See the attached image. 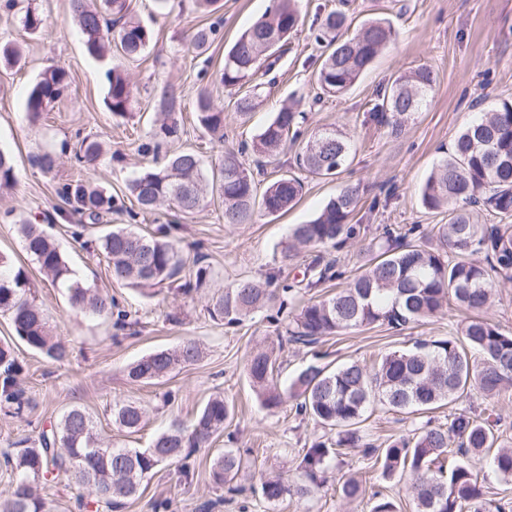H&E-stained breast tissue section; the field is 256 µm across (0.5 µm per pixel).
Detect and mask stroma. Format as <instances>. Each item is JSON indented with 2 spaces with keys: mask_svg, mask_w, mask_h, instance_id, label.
<instances>
[{
  "mask_svg": "<svg viewBox=\"0 0 512 512\" xmlns=\"http://www.w3.org/2000/svg\"><path fill=\"white\" fill-rule=\"evenodd\" d=\"M36 2L45 27L35 34L26 32L17 17L0 12V42L8 40L24 48L18 65L0 66V150L12 157L16 174L14 187L0 190V253L28 275L32 293L69 357L56 363L17 344L31 410L21 418L0 413V448L37 437L72 407L90 413L114 446L145 448L173 421L191 425L207 400L220 394L233 403L234 414L209 447L192 454L189 476H182L174 465L159 467L142 496L124 512H151L156 499L171 500L172 512H205V503L221 495L209 479L212 460L227 448L242 450L247 477L242 481L243 493L214 512H371L377 491L392 498L399 512H414L406 481L382 480L377 468L357 453L336 462L318 496L306 500L287 494L275 502L267 500L259 474L296 479L302 450L315 441L333 439L336 433L310 417L296 416L291 400H284L272 413L259 405L246 378L245 357L275 338L268 311L228 325L213 321L205 305L214 291L241 279L262 281L274 273L279 282L291 281L318 257L336 261L346 274H353L364 263V248L378 240L384 226L405 229L418 224L430 236L436 225L447 222L446 214L423 207L421 187L442 149L481 109L512 100V0H297L299 27L280 51L275 80L259 90L255 109L246 115L235 107L241 90L224 87L216 74L238 35L267 12L272 0H217L209 11L197 9L194 0H170L163 12L157 11L154 0H132L134 14L151 28L153 40L138 59H126L117 51L112 54L111 63L122 66L140 91L134 111L124 118L112 116L103 103L107 64L86 53L69 0ZM334 10L344 11L354 29L371 18L386 19L395 36L347 94L315 105L311 77L324 52L315 35L320 21ZM212 24L220 28L218 39L205 53H196L189 45L191 34ZM422 65L433 69L436 86L421 111L412 113L397 135L372 122L368 111L378 90L396 75ZM50 66L68 70L69 87L50 111L29 122L27 94ZM168 82L183 89L179 120L184 135L162 144L160 153L191 148L205 166H212L225 149H240L251 142L274 112L295 101L309 113V132L340 127L353 151L340 173L330 179L297 169L295 148L271 159L265 181L290 174L304 184L299 203L280 216L259 212L253 223L231 225L225 223L218 201L191 214L166 204L152 213L139 212L126 198V184L152 163V154L143 153L141 147L153 142L158 103ZM202 86L208 88L215 106L224 110V141L212 138L196 121L195 97ZM87 135L111 147L110 156L93 167L76 163L71 153L61 150L63 144H75ZM47 150L60 155L57 168L49 174L33 162L35 155ZM77 179L93 180L125 198L124 211L109 215V224L132 223L150 231L169 226L187 270L207 268L203 287L187 294L166 288L148 297L113 281L96 251L99 228L87 227L82 238H73L71 229L80 224V217L59 213L63 203L57 187ZM347 186L361 189L360 210L354 218L359 237L339 250L302 249L289 264H282L281 250L292 226L311 220ZM28 220L59 244L79 280L112 295L126 315V327L72 307L67 290L53 286L38 272L19 233L20 224ZM462 318L451 307L400 332L368 326L327 337L315 347L288 344L278 357L279 381L288 385L314 362L373 364L382 354L411 347L415 340L448 338ZM188 339L203 351L198 362L153 384L128 380L127 365ZM117 400L145 406L147 417L139 432L129 434L113 426L110 407ZM413 421V416L377 404L369 409L364 427L374 446L382 448L389 440L409 434ZM350 476L365 489L354 502L344 500L339 492L341 481Z\"/></svg>",
  "mask_w": 512,
  "mask_h": 512,
  "instance_id": "obj_1",
  "label": "stroma"
}]
</instances>
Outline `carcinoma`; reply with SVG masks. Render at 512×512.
Segmentation results:
<instances>
[{"label":"carcinoma","mask_w":512,"mask_h":512,"mask_svg":"<svg viewBox=\"0 0 512 512\" xmlns=\"http://www.w3.org/2000/svg\"><path fill=\"white\" fill-rule=\"evenodd\" d=\"M296 0H274L272 8L241 34L224 56L218 81L226 87H243L257 80L261 69H271L270 61L291 32L299 26ZM69 9L84 39L88 55L102 59L119 47L123 56L142 55L152 41V30L131 14L128 0H69ZM25 30L35 32L45 23L39 9L21 8ZM347 24V15L332 11L321 23L320 37L330 36L329 52L312 76L317 92L316 105L324 97H339L349 91L361 73L390 42L392 26L381 19L364 22L352 36L337 37ZM217 29H197L191 42L198 50L214 42ZM21 59L12 43L0 45V64L13 66ZM106 106L113 115L131 112L135 85L129 74L114 66L107 73ZM435 76L421 66L404 72L386 85L377 96L369 118L379 125L401 132L407 109L418 111L433 91ZM69 85V74L61 67L45 69L31 87L25 102L29 121H37L51 104L59 100ZM415 99H410L411 95ZM182 90L167 84L159 101V116L152 138L156 142L181 137L176 117ZM196 114L200 126L219 141L224 140V110L213 103L210 93L197 92ZM306 113L283 107L254 137L253 149L270 158L297 141ZM352 144L337 127L324 128L311 136L297 155L300 168L321 178L336 175L346 163ZM97 139L85 137L73 158L91 164L103 155ZM16 181L8 155L0 151V190ZM130 196L144 211L167 203L190 214L207 205L217 195L224 204V223L251 224L255 209L269 214L285 212L299 200L300 179L285 175L259 190L251 169L232 150L224 152L217 167L206 172L200 156L191 149L169 154L136 175L127 185ZM59 195L70 210L92 225L118 209L117 199L104 188L76 181L66 183ZM360 202L359 191L347 187L331 198L320 213L305 224L295 225L282 261L293 259L307 247L341 249L359 235L350 218ZM421 202L430 211L448 212V223L437 228V244L429 247L408 236L412 226L400 233L390 226L369 249L365 267L337 287L336 292L312 300L292 316L293 329L288 341L311 345L326 336L371 325L402 329L433 318L449 304L470 313L446 339H421L413 348L391 351L371 368L358 362L334 369L310 365L283 390L274 378L277 345L256 349L246 355V373L260 405L273 410L285 397L295 400L296 413L337 430L332 445L316 442L302 450L298 468L303 479L288 484L281 478L262 482L264 496L275 501L286 493L310 499L322 487L323 474L331 458L342 450L359 448L362 457L374 460L384 479L406 475L416 512H512V505L487 497L486 487L466 462L446 465L448 448L467 458L494 448L492 465L503 478L512 477V448L497 445V422L483 419L469 409L448 417V423L428 419L410 436L398 437L384 448L375 447L363 430L368 409L377 403L407 414L429 413L444 403L460 401L474 391L486 397L512 388V333L481 313L491 303L493 290L504 281L512 282V101L481 113L454 139L450 148L433 167L421 190ZM485 211L499 219L497 224L479 222ZM24 249L41 274L55 285L67 288L73 307L97 316L112 314V296L84 286L74 277L58 245L35 224L20 225ZM98 249L108 259L112 279L150 296L167 285L183 281L179 288H199L207 271L200 267L195 280H183L185 260L168 232L160 226L155 232H140L129 225H110L98 237ZM11 260L0 254V313L9 315L16 337L27 347L62 362L65 345L50 329L43 309L29 290V279L22 269L10 270ZM343 272L335 262H316L306 268L304 287L318 288L340 279ZM275 290L260 282L241 281L215 293L206 305L211 319L237 324L250 314L272 306ZM197 342L187 340L175 349L154 351L127 367L133 382L165 378L176 369L200 360ZM23 367L14 348L0 343V408L15 417L24 415L30 400L21 386ZM233 407L221 395L210 398L196 415L191 430L174 423L160 433L148 448H116L85 410L64 411L56 425L39 432L30 445L19 451L0 450V458L10 468L9 490L0 493V512H54L39 486L67 481L87 488L92 500L80 503L107 512H122L128 501L140 495L143 482L161 465L190 458L192 449L206 446L224 430ZM145 410L132 400L112 404V420L130 433L144 424ZM243 463L232 450L224 451L212 463L213 484L227 487L230 494L243 487L236 484Z\"/></svg>","instance_id":"carcinoma-1"}]
</instances>
